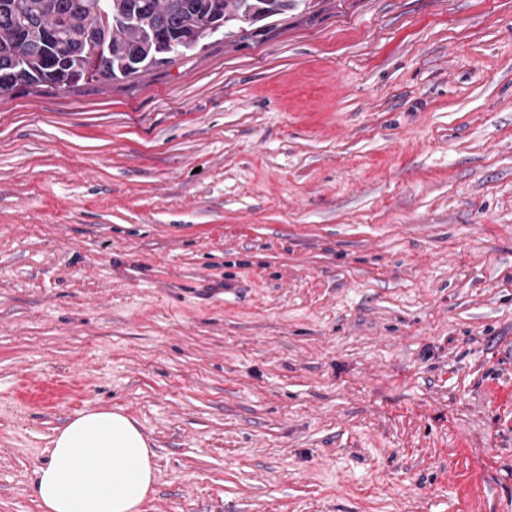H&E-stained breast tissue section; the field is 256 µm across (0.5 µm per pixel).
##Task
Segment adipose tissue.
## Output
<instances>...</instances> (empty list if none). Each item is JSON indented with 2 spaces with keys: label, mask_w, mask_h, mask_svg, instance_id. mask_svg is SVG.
<instances>
[{
  "label": "adipose tissue",
  "mask_w": 512,
  "mask_h": 512,
  "mask_svg": "<svg viewBox=\"0 0 512 512\" xmlns=\"http://www.w3.org/2000/svg\"><path fill=\"white\" fill-rule=\"evenodd\" d=\"M51 445L33 482L44 512H141L156 473L135 420L91 408L59 428Z\"/></svg>",
  "instance_id": "adipose-tissue-1"
}]
</instances>
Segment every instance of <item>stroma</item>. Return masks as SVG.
Here are the masks:
<instances>
[{
	"mask_svg": "<svg viewBox=\"0 0 512 512\" xmlns=\"http://www.w3.org/2000/svg\"><path fill=\"white\" fill-rule=\"evenodd\" d=\"M95 407L142 512H512V0H301L0 95V512Z\"/></svg>",
	"mask_w": 512,
	"mask_h": 512,
	"instance_id": "35a3bbf8",
	"label": "stroma"
}]
</instances>
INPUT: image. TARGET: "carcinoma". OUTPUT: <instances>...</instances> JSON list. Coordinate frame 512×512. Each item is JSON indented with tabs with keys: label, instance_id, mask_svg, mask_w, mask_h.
Masks as SVG:
<instances>
[{
	"label": "carcinoma",
	"instance_id": "obj_1",
	"mask_svg": "<svg viewBox=\"0 0 512 512\" xmlns=\"http://www.w3.org/2000/svg\"><path fill=\"white\" fill-rule=\"evenodd\" d=\"M296 0H0V93L130 77Z\"/></svg>",
	"mask_w": 512,
	"mask_h": 512
}]
</instances>
